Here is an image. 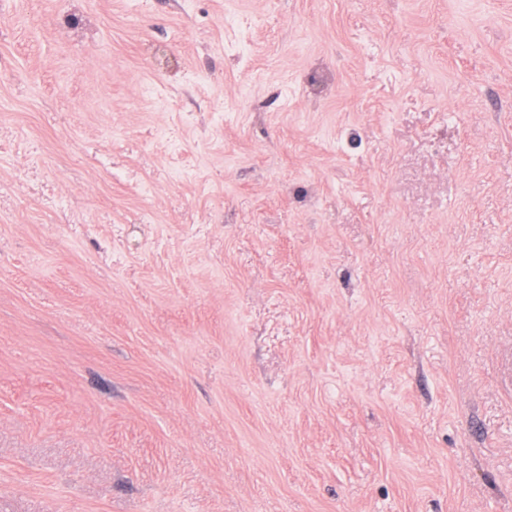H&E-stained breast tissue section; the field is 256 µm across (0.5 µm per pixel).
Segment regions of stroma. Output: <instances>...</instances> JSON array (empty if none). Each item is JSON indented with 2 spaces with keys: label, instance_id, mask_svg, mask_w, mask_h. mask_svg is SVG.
Wrapping results in <instances>:
<instances>
[{
  "label": "stroma",
  "instance_id": "35a3bbf8",
  "mask_svg": "<svg viewBox=\"0 0 512 512\" xmlns=\"http://www.w3.org/2000/svg\"><path fill=\"white\" fill-rule=\"evenodd\" d=\"M0 512H512V0H0Z\"/></svg>",
  "mask_w": 512,
  "mask_h": 512
}]
</instances>
